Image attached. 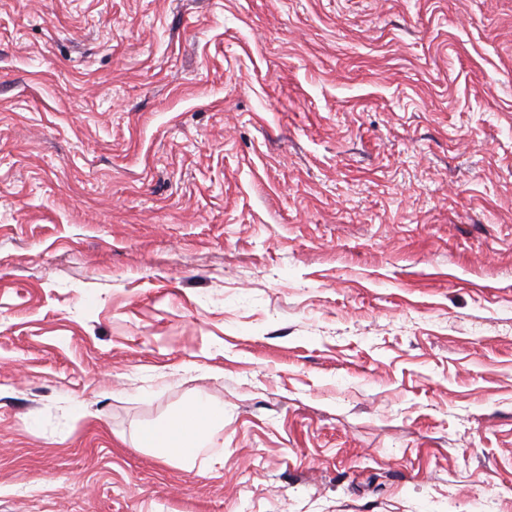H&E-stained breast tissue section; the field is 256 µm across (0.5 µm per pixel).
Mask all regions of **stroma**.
<instances>
[{
	"instance_id": "stroma-1",
	"label": "stroma",
	"mask_w": 512,
	"mask_h": 512,
	"mask_svg": "<svg viewBox=\"0 0 512 512\" xmlns=\"http://www.w3.org/2000/svg\"><path fill=\"white\" fill-rule=\"evenodd\" d=\"M0 512H512V0H0ZM224 424L223 407L197 401L183 412L143 429L138 448H151L160 457H186V448H196Z\"/></svg>"
}]
</instances>
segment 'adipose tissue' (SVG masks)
I'll list each match as a JSON object with an SVG mask.
<instances>
[{
  "label": "adipose tissue",
  "instance_id": "1",
  "mask_svg": "<svg viewBox=\"0 0 512 512\" xmlns=\"http://www.w3.org/2000/svg\"><path fill=\"white\" fill-rule=\"evenodd\" d=\"M223 423L222 407L198 401L183 412L143 429L137 444L165 458L183 457L189 448L201 445Z\"/></svg>",
  "mask_w": 512,
  "mask_h": 512
}]
</instances>
